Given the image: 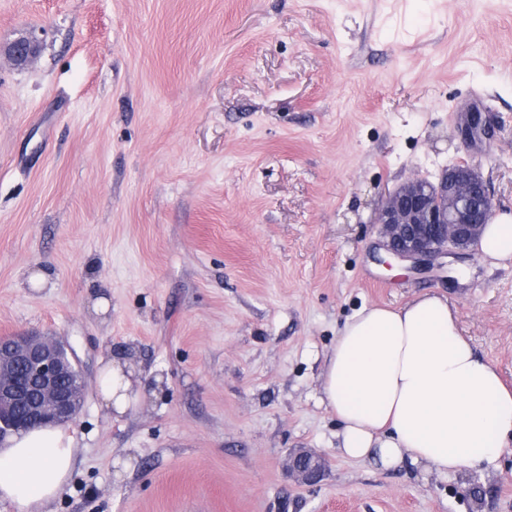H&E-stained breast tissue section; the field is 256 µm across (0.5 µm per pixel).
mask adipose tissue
I'll return each mask as SVG.
<instances>
[{
    "instance_id": "ef3b65f1",
    "label": "adipose tissue",
    "mask_w": 512,
    "mask_h": 512,
    "mask_svg": "<svg viewBox=\"0 0 512 512\" xmlns=\"http://www.w3.org/2000/svg\"><path fill=\"white\" fill-rule=\"evenodd\" d=\"M477 248L492 265H511L512 214L486 224ZM320 379L348 459L448 475L489 470L512 449V388L476 354L444 296L356 309L338 330ZM100 385L103 403L119 415L140 397L132 371L118 361L103 364ZM77 452L74 433L59 426L6 437L0 501L14 512H50Z\"/></svg>"
}]
</instances>
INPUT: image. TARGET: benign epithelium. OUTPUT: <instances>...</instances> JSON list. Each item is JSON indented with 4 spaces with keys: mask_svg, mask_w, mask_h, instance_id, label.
Here are the masks:
<instances>
[{
    "mask_svg": "<svg viewBox=\"0 0 512 512\" xmlns=\"http://www.w3.org/2000/svg\"><path fill=\"white\" fill-rule=\"evenodd\" d=\"M37 42L19 39L13 55L22 61L33 55ZM491 135L482 112L470 114L461 126L466 142ZM489 189L477 167L460 161L444 169L437 180L418 176L398 186L379 209L384 255L378 262L392 269L406 263L409 272L431 271L445 266L443 259L457 258L474 244L479 228L493 218ZM29 371L22 378L13 366ZM86 385L70 344L56 336L27 333L0 339V441L34 426L63 424L76 418ZM24 407L18 415L12 408ZM285 467L297 482L313 485L325 472V457L310 448L288 452Z\"/></svg>",
    "mask_w": 512,
    "mask_h": 512,
    "instance_id": "7a95c632",
    "label": "benign epithelium"
}]
</instances>
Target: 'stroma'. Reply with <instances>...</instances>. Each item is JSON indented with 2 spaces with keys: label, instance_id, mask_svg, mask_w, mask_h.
I'll list each match as a JSON object with an SVG mask.
<instances>
[{
  "label": "stroma",
  "instance_id": "obj_1",
  "mask_svg": "<svg viewBox=\"0 0 512 512\" xmlns=\"http://www.w3.org/2000/svg\"><path fill=\"white\" fill-rule=\"evenodd\" d=\"M463 159L512 212V0H0V336L67 340L86 382L52 512H512V454L381 470L321 401L345 318L424 290L512 386V266L371 255L388 192ZM108 357L144 384L120 416ZM459 133L465 142L483 140L491 135V125L482 118L481 111H475L471 112L466 123L461 126ZM325 464L322 453L310 448H294L288 452L285 467L297 482L313 485L324 476Z\"/></svg>",
  "mask_w": 512,
  "mask_h": 512
}]
</instances>
